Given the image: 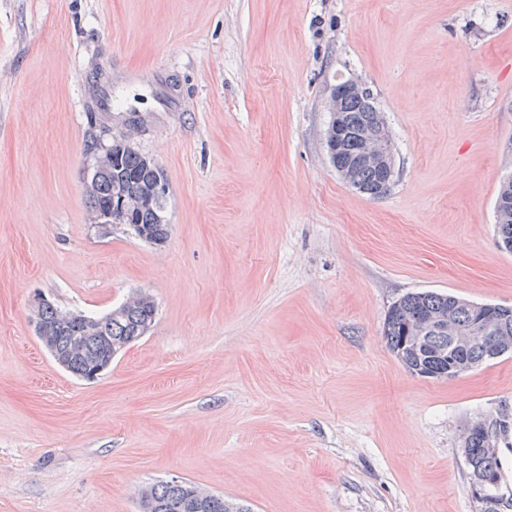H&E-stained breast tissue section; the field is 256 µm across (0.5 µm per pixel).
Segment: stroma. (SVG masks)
<instances>
[{
    "mask_svg": "<svg viewBox=\"0 0 512 512\" xmlns=\"http://www.w3.org/2000/svg\"><path fill=\"white\" fill-rule=\"evenodd\" d=\"M99 69L167 179L164 245L89 221ZM357 76L379 198L327 153ZM510 170L512 0H0V512H140L171 480L251 512H481L461 433L512 408V353L423 378L383 323L411 292L512 306ZM140 292L155 321L97 379L35 334V295L101 317ZM496 227L499 240L512 241V172L501 181L495 205Z\"/></svg>",
    "mask_w": 512,
    "mask_h": 512,
    "instance_id": "stroma-1",
    "label": "stroma"
}]
</instances>
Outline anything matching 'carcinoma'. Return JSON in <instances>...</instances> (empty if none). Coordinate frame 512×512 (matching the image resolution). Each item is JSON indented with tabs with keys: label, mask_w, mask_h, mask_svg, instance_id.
<instances>
[{
	"label": "carcinoma",
	"mask_w": 512,
	"mask_h": 512,
	"mask_svg": "<svg viewBox=\"0 0 512 512\" xmlns=\"http://www.w3.org/2000/svg\"><path fill=\"white\" fill-rule=\"evenodd\" d=\"M386 127L383 113L376 104L365 100L362 94L348 93L341 102L338 117L331 118L327 143H337L332 163L342 179L352 187L370 191L378 187L380 172L364 161L370 142L365 137ZM85 147L93 155L92 171L95 182L86 189L91 220L110 206L120 205L130 212L136 224L146 226L151 240L158 242L168 235L165 217V199L148 200L150 187L156 176L164 175L162 168L139 153L125 139L112 137V128L98 115H87ZM499 240L512 241V172L500 183L495 205ZM474 303L448 294L436 292L409 293L398 305L389 308L383 327V336L389 350L410 372L421 366L439 371L448 366V353L471 367L486 362L485 345L474 343L452 344V336H470L474 325ZM156 315V305L146 294L133 296L121 303L103 318L91 321L84 314L55 307L44 311L45 319L54 326L45 332L50 341L65 346L76 336H88L82 353L73 365L76 373L100 358L103 341L95 337L110 336L112 344L120 347L138 341L133 336L135 326L149 316ZM446 326H437L439 319ZM494 344L512 348V309L508 314L495 312L482 322ZM421 336L424 345L411 346V337ZM478 455L484 466L501 472V459L495 446H480ZM142 497L153 504V512H250L242 504L204 492L194 485L176 480L148 487Z\"/></svg>",
	"instance_id": "1"
}]
</instances>
